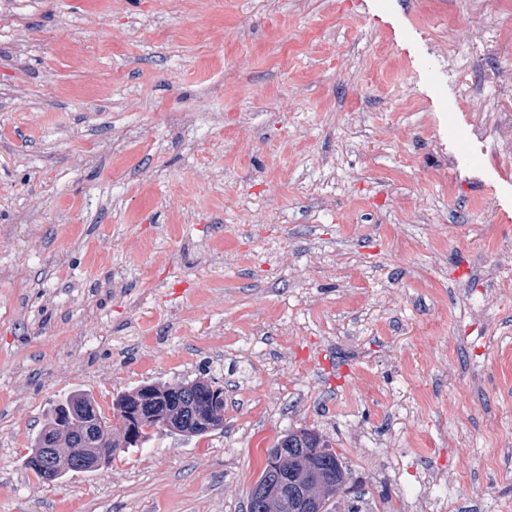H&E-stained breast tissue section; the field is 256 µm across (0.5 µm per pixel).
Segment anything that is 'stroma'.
I'll use <instances>...</instances> for the list:
<instances>
[{"instance_id":"35a3bbf8","label":"stroma","mask_w":512,"mask_h":512,"mask_svg":"<svg viewBox=\"0 0 512 512\" xmlns=\"http://www.w3.org/2000/svg\"><path fill=\"white\" fill-rule=\"evenodd\" d=\"M500 112L512 0H0V512H246L291 428L363 512H512ZM203 372L223 429L26 468ZM288 448H324V450L316 453L313 457L307 458V462L311 467L315 468L320 474L334 473L336 478L342 474L347 476V470L343 467L340 456L329 444L328 440L320 435V441L317 443H310L304 437L297 435L294 431H288ZM288 448L281 450L279 457V464H283L288 469ZM336 460H339L341 468L337 465ZM336 478L329 481H324L325 491L331 494L334 498L343 496L349 489L347 487L348 480L344 476L341 481L336 482Z\"/></svg>"}]
</instances>
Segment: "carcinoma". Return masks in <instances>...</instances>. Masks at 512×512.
I'll use <instances>...</instances> for the list:
<instances>
[{
	"label": "carcinoma",
	"mask_w": 512,
	"mask_h": 512,
	"mask_svg": "<svg viewBox=\"0 0 512 512\" xmlns=\"http://www.w3.org/2000/svg\"><path fill=\"white\" fill-rule=\"evenodd\" d=\"M224 428V388L197 377L173 382H146L119 393L107 417L97 401L80 391L55 405L33 434L26 467L53 483L72 473L93 472L128 448L148 444L165 432L184 438L205 436ZM288 447L318 448L307 459L321 474H347L337 465L340 456L322 438L310 443L288 432ZM260 479L273 481L277 474V449L269 448Z\"/></svg>",
	"instance_id": "carcinoma-1"
}]
</instances>
